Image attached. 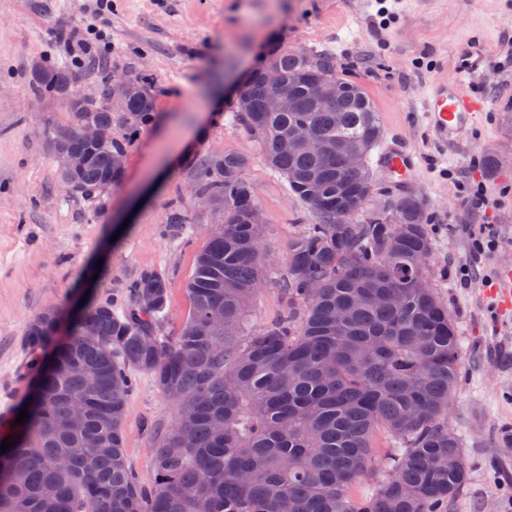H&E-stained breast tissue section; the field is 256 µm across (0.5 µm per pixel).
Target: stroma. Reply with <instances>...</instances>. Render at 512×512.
I'll return each instance as SVG.
<instances>
[{"mask_svg": "<svg viewBox=\"0 0 512 512\" xmlns=\"http://www.w3.org/2000/svg\"><path fill=\"white\" fill-rule=\"evenodd\" d=\"M477 45L485 62L471 85L490 109L466 141L440 145L423 118L428 87ZM275 48L332 57L337 77L370 96L383 136L422 157L414 196L433 240L425 275L455 323L461 355L448 428L468 479L448 512H507L512 307L492 289L500 269H512V0H0V438L12 434L31 387L23 337L40 312L57 310L64 328L82 298L122 308L130 284L155 271L169 288L160 333L178 332L195 256L222 222L196 196L189 158H244L263 238L286 274L289 244L317 217L227 118L245 73ZM36 63L73 68L88 88L123 74L153 78L151 121L112 128L128 141L118 186L92 199L65 187L51 140L68 114L54 95L31 90ZM174 204L188 213L186 234L166 229ZM488 224L499 246L482 254L476 241ZM173 418L151 376L136 374L124 433L144 485L153 482V442Z\"/></svg>", "mask_w": 512, "mask_h": 512, "instance_id": "stroma-1", "label": "stroma"}]
</instances>
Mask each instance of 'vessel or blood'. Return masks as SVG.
I'll return each mask as SVG.
<instances>
[{
	"label": "vessel or blood",
	"mask_w": 512,
	"mask_h": 512,
	"mask_svg": "<svg viewBox=\"0 0 512 512\" xmlns=\"http://www.w3.org/2000/svg\"><path fill=\"white\" fill-rule=\"evenodd\" d=\"M483 61L482 52H473L468 63L452 79L431 84L425 118L440 142L459 138L487 111L486 98L476 95L470 88V78ZM376 164L391 188L402 189L413 184L422 161L399 141L393 140L381 149Z\"/></svg>",
	"instance_id": "obj_1"
}]
</instances>
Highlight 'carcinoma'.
Masks as SVG:
<instances>
[{"instance_id": "carcinoma-1", "label": "carcinoma", "mask_w": 512, "mask_h": 512, "mask_svg": "<svg viewBox=\"0 0 512 512\" xmlns=\"http://www.w3.org/2000/svg\"><path fill=\"white\" fill-rule=\"evenodd\" d=\"M269 62L285 80L302 77L289 90L291 108H278L259 68L228 117L260 141L268 164L319 218L288 245L283 314L242 335L272 269L259 256L261 216L243 157L195 158L197 193L219 202L224 221L197 255L188 317L176 335L160 334L168 284L154 271L137 278L133 304L120 312L85 305L39 369L16 443L0 452V512H443L463 488L462 448L445 425L459 338L425 276L432 238L423 208L402 196L350 223L372 185L369 153L381 135L373 103L361 86L340 79L338 103L316 107V79L336 77L327 55L281 50ZM127 80L129 95L116 111L109 86L87 103L69 68L32 66L34 92L68 93L69 121L52 138L54 150L87 156L80 170L62 176L67 188L89 196L122 180L116 159L127 145L112 136V125L145 123L154 110L149 83ZM88 123L105 131L96 144L80 137ZM299 125L330 145L359 148L362 168H345L334 151L286 148ZM313 181L321 185L316 200ZM187 223L182 208L171 206L169 231L179 234ZM147 292L154 304L144 308ZM215 310L224 312L222 328L208 321ZM57 328L53 312L29 323L24 343L33 363ZM137 372L149 374L175 408L171 428L152 448L149 488L124 448ZM73 413L84 417L78 430L64 426ZM379 429L398 440L387 477L354 498L351 487L374 462L371 438Z\"/></svg>"}]
</instances>
